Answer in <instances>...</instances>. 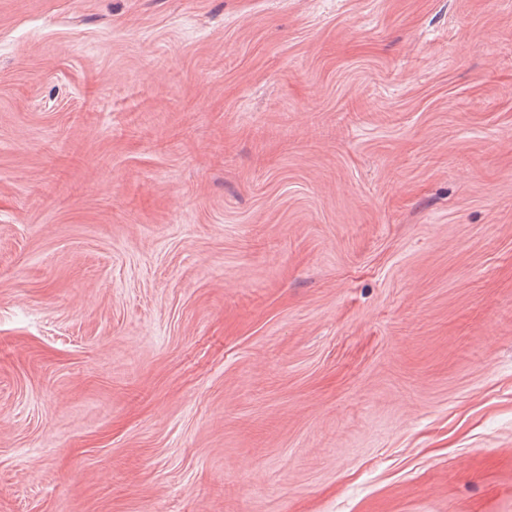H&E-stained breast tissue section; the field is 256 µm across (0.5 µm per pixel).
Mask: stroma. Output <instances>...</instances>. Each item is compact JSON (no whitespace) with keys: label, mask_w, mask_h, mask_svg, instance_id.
Returning a JSON list of instances; mask_svg holds the SVG:
<instances>
[{"label":"stroma","mask_w":512,"mask_h":512,"mask_svg":"<svg viewBox=\"0 0 512 512\" xmlns=\"http://www.w3.org/2000/svg\"><path fill=\"white\" fill-rule=\"evenodd\" d=\"M0 512H512V0H0Z\"/></svg>","instance_id":"35a3bbf8"}]
</instances>
